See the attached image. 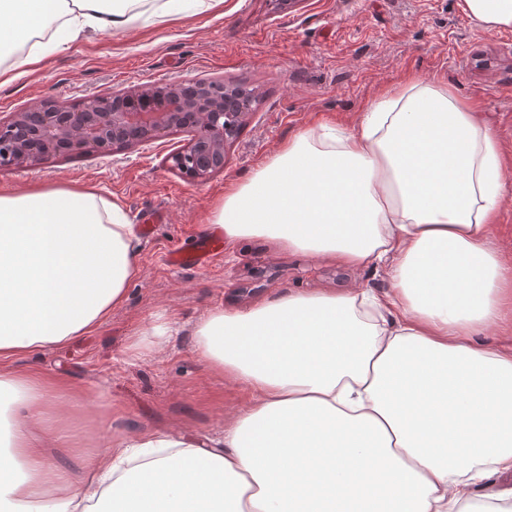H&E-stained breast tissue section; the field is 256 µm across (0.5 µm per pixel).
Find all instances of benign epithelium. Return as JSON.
<instances>
[{
	"instance_id": "obj_1",
	"label": "benign epithelium",
	"mask_w": 512,
	"mask_h": 512,
	"mask_svg": "<svg viewBox=\"0 0 512 512\" xmlns=\"http://www.w3.org/2000/svg\"><path fill=\"white\" fill-rule=\"evenodd\" d=\"M253 100L222 79H196L85 100L83 111L47 101L0 121V167L43 162L60 153L107 157L189 129V145L169 156L185 178L203 182L224 168L227 146L253 115Z\"/></svg>"
}]
</instances>
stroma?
<instances>
[{"label": "stroma", "instance_id": "stroma-1", "mask_svg": "<svg viewBox=\"0 0 512 512\" xmlns=\"http://www.w3.org/2000/svg\"><path fill=\"white\" fill-rule=\"evenodd\" d=\"M410 75L444 80L494 127L508 187L496 238L512 255V28L475 27L463 0H301L281 11L272 0H219L201 15L152 16L88 34L12 72L0 86L2 120L45 100L77 107L94 95L195 78L235 81L258 96L223 171L203 182L182 177L168 161L191 139L183 130L112 158L59 154L0 169V191L84 188L117 199L135 224L156 211L166 215L153 237L138 242L139 275L124 304L93 334L19 356L14 367L83 390L107 441L142 431L219 435L252 394L199 356V318L297 292L384 293L390 282L374 266L315 260L259 236L225 242L201 269L170 266L168 253L209 232L212 204L293 137L321 123L352 130L375 97ZM164 321L167 336L140 346L142 334Z\"/></svg>", "mask_w": 512, "mask_h": 512}]
</instances>
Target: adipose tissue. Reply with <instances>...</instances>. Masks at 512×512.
I'll return each instance as SVG.
<instances>
[{
    "label": "adipose tissue",
    "instance_id": "obj_1",
    "mask_svg": "<svg viewBox=\"0 0 512 512\" xmlns=\"http://www.w3.org/2000/svg\"><path fill=\"white\" fill-rule=\"evenodd\" d=\"M0 0V77L82 34L130 27L144 0ZM487 29L512 0H464ZM491 126L447 85L409 79L358 127L317 125L227 190L225 238L380 267L368 288L288 295L195 325L213 371L253 392L216 439L142 432L94 448L81 390L12 358L95 331L126 300L139 240L83 189L0 194V512H512V260L493 237L506 182ZM63 394L69 417L56 411ZM69 450L75 479L54 461Z\"/></svg>",
    "mask_w": 512,
    "mask_h": 512
}]
</instances>
